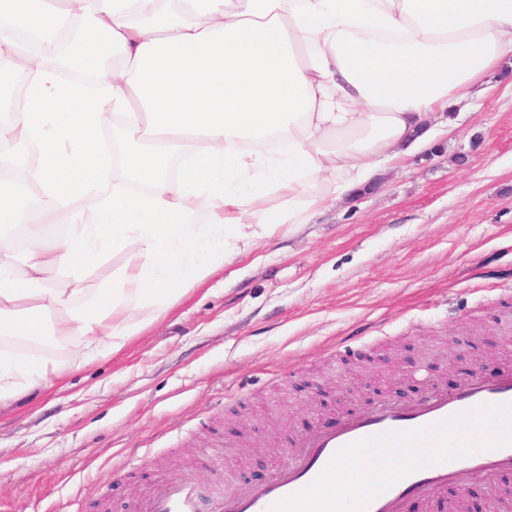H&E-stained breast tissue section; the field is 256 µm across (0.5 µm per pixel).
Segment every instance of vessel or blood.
<instances>
[{
    "mask_svg": "<svg viewBox=\"0 0 512 512\" xmlns=\"http://www.w3.org/2000/svg\"><path fill=\"white\" fill-rule=\"evenodd\" d=\"M512 404V366L492 376L472 375L448 389L427 383L417 399L389 397L368 409L342 417L337 427L317 426L300 434L284 463L259 484L244 483L216 498L209 512H270L271 507L311 484L342 447L384 432H411L451 415L488 405ZM512 471V445L436 462L403 477L378 495L367 512H409L412 500L443 494L448 484L473 475L495 485L502 472ZM136 512H202L193 477L158 483L140 500Z\"/></svg>",
    "mask_w": 512,
    "mask_h": 512,
    "instance_id": "obj_1",
    "label": "vessel or blood"
}]
</instances>
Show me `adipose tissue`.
I'll return each mask as SVG.
<instances>
[{
    "instance_id": "adipose-tissue-1",
    "label": "adipose tissue",
    "mask_w": 512,
    "mask_h": 512,
    "mask_svg": "<svg viewBox=\"0 0 512 512\" xmlns=\"http://www.w3.org/2000/svg\"><path fill=\"white\" fill-rule=\"evenodd\" d=\"M94 0L72 64L105 95L59 82L10 35L52 49L59 0H0V82L29 78L0 141L35 145L37 204L0 178V339L62 336L77 358L118 351L226 258L310 223L428 150L430 113L473 99L512 58V0ZM121 130L124 178L97 136ZM191 161L178 178L173 158ZM278 203H270L271 193ZM72 220L54 230L62 212ZM25 227L18 257L4 228ZM127 253L92 295L74 285ZM24 264L16 273V264ZM56 271L66 286L48 283ZM63 366L0 350V400Z\"/></svg>"
}]
</instances>
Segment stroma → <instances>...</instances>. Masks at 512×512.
I'll return each mask as SVG.
<instances>
[{
    "mask_svg": "<svg viewBox=\"0 0 512 512\" xmlns=\"http://www.w3.org/2000/svg\"><path fill=\"white\" fill-rule=\"evenodd\" d=\"M431 151L313 223L262 241L190 288L114 354H26L66 366L0 409V512H129L189 474L221 491L260 482L291 437L361 410L308 388L345 371L468 360L512 364V66L449 114ZM472 512H512L478 478L451 485Z\"/></svg>",
    "mask_w": 512,
    "mask_h": 512,
    "instance_id": "obj_1",
    "label": "stroma"
}]
</instances>
